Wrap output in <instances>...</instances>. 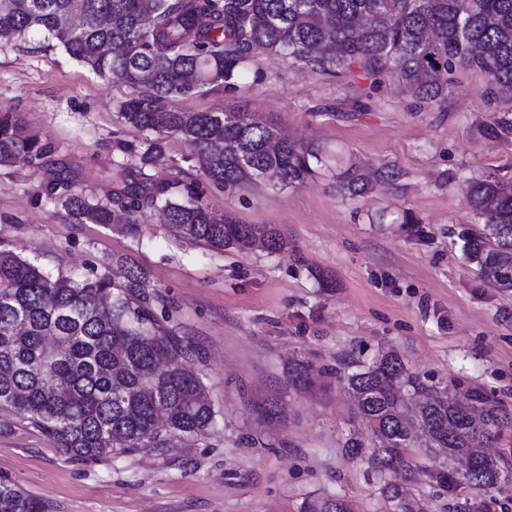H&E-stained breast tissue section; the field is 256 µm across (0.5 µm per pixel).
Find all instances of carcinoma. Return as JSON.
<instances>
[{
  "label": "carcinoma",
  "mask_w": 512,
  "mask_h": 512,
  "mask_svg": "<svg viewBox=\"0 0 512 512\" xmlns=\"http://www.w3.org/2000/svg\"><path fill=\"white\" fill-rule=\"evenodd\" d=\"M36 33L102 78L147 93L119 105L118 118L175 133L196 150L205 175L226 190L256 179L283 188L304 183L324 161L320 147L289 142L247 110L176 112L170 102L218 83L236 86L239 69L279 54L324 75L352 68L376 77L391 71L407 94L434 105L448 98L461 66L484 74L492 93L512 90V0H0V45ZM46 146L27 136L15 112H0V165L33 161ZM162 155L155 140L124 193L90 202L65 176L44 195L72 224H111L125 212L161 207L177 235L217 250L259 243L288 247L279 230L236 224L202 201L192 182L158 183L145 172ZM337 191L360 195L369 177L351 163L336 170ZM482 229L467 241L469 259L497 288L512 289V184L477 180L463 189ZM142 273L124 281L57 276L0 247V411L27 420L72 458L99 460L162 448L172 435L202 436L217 411L190 349L153 315ZM354 417L376 439L368 460L378 475L412 467L409 449L435 448L448 461L466 457L473 488L501 492L512 479L507 459L473 448L479 438L512 436V416L479 391L459 397L428 385L388 352L347 374ZM0 512H44L40 500L0 479ZM300 512H350L345 500L307 498Z\"/></svg>",
  "instance_id": "obj_1"
}]
</instances>
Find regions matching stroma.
<instances>
[{"mask_svg":"<svg viewBox=\"0 0 512 512\" xmlns=\"http://www.w3.org/2000/svg\"><path fill=\"white\" fill-rule=\"evenodd\" d=\"M137 94L38 37L0 46V110L18 113L49 148L0 167V246L55 275L119 281L141 268L154 315L192 347L217 420L201 437L83 462L0 412V477L45 512H299L309 496L392 512L386 482L415 512L457 503L475 512L476 490L439 479L445 456L412 449L414 472L381 479L366 456L347 454L348 432L372 438L336 374L393 351L426 382L479 390L512 414V291L486 282L462 241L478 225L464 184L512 182V96H490L483 74L463 69L442 107H421L388 73L336 79L264 56L244 68L238 90L217 85L174 108L249 109L290 139L321 145L327 161L294 187L253 181L229 191L208 180L181 136L118 118ZM154 139L164 145L154 179L198 183L211 211L277 228L287 249L216 250L174 235L156 208L144 209L133 235L72 224L42 200L60 174L91 200L116 199ZM351 162L399 177L344 197L334 174Z\"/></svg>","mask_w":512,"mask_h":512,"instance_id":"stroma-1","label":"stroma"}]
</instances>
